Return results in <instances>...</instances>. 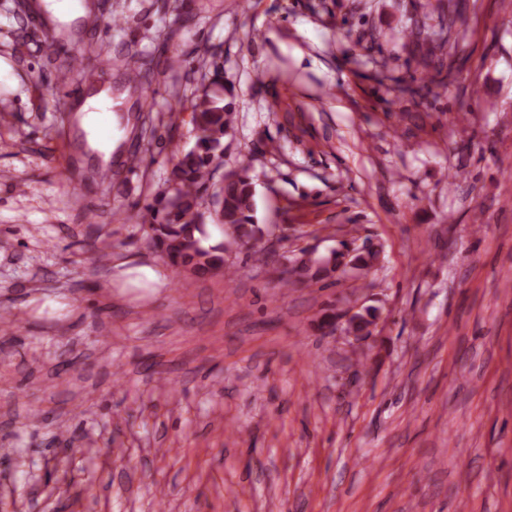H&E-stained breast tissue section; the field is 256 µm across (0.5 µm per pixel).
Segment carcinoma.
Here are the masks:
<instances>
[{
    "instance_id": "carcinoma-1",
    "label": "carcinoma",
    "mask_w": 512,
    "mask_h": 512,
    "mask_svg": "<svg viewBox=\"0 0 512 512\" xmlns=\"http://www.w3.org/2000/svg\"><path fill=\"white\" fill-rule=\"evenodd\" d=\"M460 18L458 11H450L440 16L435 29H428L417 21L407 29L406 37L418 49L419 62L423 66L416 86L407 88L412 97L423 99L431 93L427 81L429 68L440 73L448 66L450 50L455 48L450 39ZM101 63V50L90 45L80 56L79 65L62 63L55 67V71L59 77L63 75L69 80L80 81ZM128 65L136 70L144 102H149L151 67L141 61L137 53L129 55ZM191 121L195 147L180 153L170 169L167 186L143 207L137 218H142L145 212L151 215L146 240L151 247L162 250L174 267L187 269L198 278H205L221 268L228 276L230 268L225 266L224 248L203 245L198 220L204 218L201 211L203 192L212 167L223 154L224 137L232 128L231 106L224 103V97L205 89L192 103ZM218 194L221 196V209L216 214L218 223L242 247L253 251L257 260L267 262L275 257L274 252L263 245L265 229L255 216L256 185L253 179L245 173L231 172L224 176ZM337 266L335 256L326 259L307 257L293 268V274L302 282H310L330 275ZM376 318V311L369 309L352 319L349 330L356 336H368Z\"/></svg>"
}]
</instances>
